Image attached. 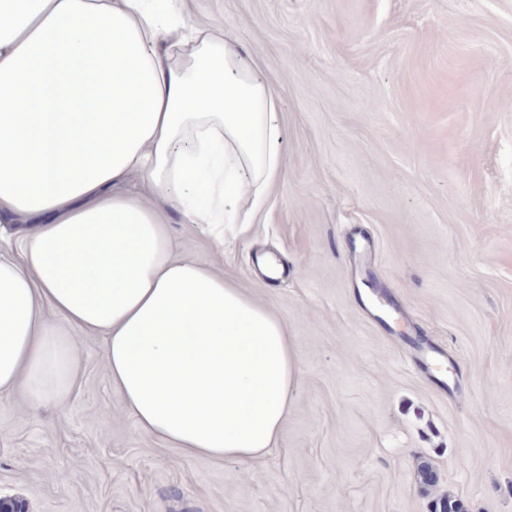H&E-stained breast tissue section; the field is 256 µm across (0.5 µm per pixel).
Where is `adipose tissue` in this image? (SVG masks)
Listing matches in <instances>:
<instances>
[{"instance_id":"1","label":"adipose tissue","mask_w":512,"mask_h":512,"mask_svg":"<svg viewBox=\"0 0 512 512\" xmlns=\"http://www.w3.org/2000/svg\"><path fill=\"white\" fill-rule=\"evenodd\" d=\"M276 92L189 0H0V396L64 404L104 339L140 432L217 459L278 443L286 322L174 259L168 216L235 224L284 176ZM192 145L181 153L179 142Z\"/></svg>"}]
</instances>
